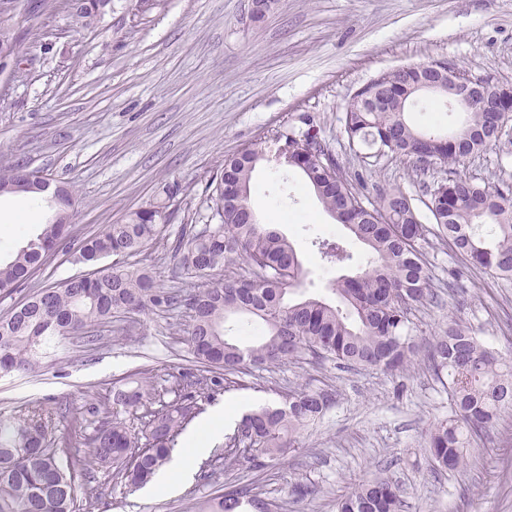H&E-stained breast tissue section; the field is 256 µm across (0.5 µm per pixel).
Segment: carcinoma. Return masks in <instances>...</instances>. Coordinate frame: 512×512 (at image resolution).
I'll use <instances>...</instances> for the list:
<instances>
[{
  "mask_svg": "<svg viewBox=\"0 0 512 512\" xmlns=\"http://www.w3.org/2000/svg\"><path fill=\"white\" fill-rule=\"evenodd\" d=\"M437 61L411 64L382 73L367 92L378 102L346 105L345 132L352 145L385 147L394 155L436 166H449L482 152L498 140L496 130L509 118L475 107L463 113L461 127L443 135L431 127L418 129L405 112L420 104L413 88L430 74L442 84ZM287 124L274 140L285 145L281 164L300 170L327 212L370 250L365 268L334 283L338 302L319 297L290 300L303 267L292 242L276 228L258 222L250 206L253 172L268 160L264 141L251 143L224 159L213 183L219 223L198 234L182 236L174 246L180 257L173 278L206 281L202 288L158 287L151 270L117 261L92 278L70 276L59 285L34 292L23 305L0 317V375L39 367L43 351L58 348L87 327L116 314L184 307L191 321L186 342L200 364L191 379L172 376L173 387L149 386L123 378L112 387V402L90 403L83 411L62 417L40 407H24L0 418V512H93L101 493L92 485L95 469L104 468L124 487L146 484L169 459L178 437L200 412L198 400L223 386L227 376L250 366L271 365L308 353L342 368L371 367L403 371L417 354L412 309L429 301V274L419 247L425 225L400 190L379 194L371 206L356 191L326 145L311 133ZM18 164L0 170V195L40 194L24 187ZM448 193L433 199V222L455 250L493 274L512 277V187L447 180ZM58 201L49 222L26 245L0 260V294L25 283L47 254L70 239L76 203L72 186H58ZM168 205L156 202L131 212L124 222L109 224L83 240L74 260L95 266L101 260L137 254L161 235ZM330 263L352 255L337 241L316 242ZM243 261L249 276L216 278L224 268ZM242 316L261 326L260 336L244 343L227 333L226 324ZM428 364L446 384L453 416L427 432L433 462L448 470L464 464L467 437L487 431L501 413L512 409V360L484 346L476 332L455 320L435 336ZM178 391L171 401L164 395ZM332 403L324 390H295L284 402L246 414L237 433L220 454L229 466H260L295 449V435L319 418ZM98 425L71 446L70 434L87 429L88 417ZM279 512V506L247 489L203 499L194 512ZM399 487L387 478L357 484L336 503L337 512H400Z\"/></svg>",
  "mask_w": 512,
  "mask_h": 512,
  "instance_id": "cac0c4a2",
  "label": "carcinoma"
}]
</instances>
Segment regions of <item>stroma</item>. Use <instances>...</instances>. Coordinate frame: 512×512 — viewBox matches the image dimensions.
I'll list each match as a JSON object with an SVG mask.
<instances>
[{
    "label": "stroma",
    "mask_w": 512,
    "mask_h": 512,
    "mask_svg": "<svg viewBox=\"0 0 512 512\" xmlns=\"http://www.w3.org/2000/svg\"><path fill=\"white\" fill-rule=\"evenodd\" d=\"M1 22L19 39L20 70L0 72V169L24 164L74 183L75 241L170 198L159 242L132 258L165 288L178 263L171 242L215 221L210 182L224 158L303 114L347 176L362 173L364 196L402 191L422 223L430 221L427 190L449 175L512 185V121L495 145L451 171L389 155L360 172L344 132L353 94L401 66L445 60L512 86V0H275L258 22L252 0H112L90 30L76 25L71 0H9ZM279 168L275 161L256 168L252 206L294 244L302 292L330 298L333 281L364 268L367 250L336 224L299 170L283 177ZM48 218L46 201L1 195L0 256ZM331 235L344 240L347 264L321 262L312 242ZM421 251L433 300L410 315L418 353L407 370L353 372L307 355L249 368L203 403L204 413L236 399L255 409L294 390L332 391V404L302 430L295 451L254 470L215 464L208 479L193 478L175 493L131 492L101 471V512H192L197 500L242 487L282 504V512H336L355 484L378 477L399 484L403 512H512V411L471 441L457 471L435 466L425 436L451 414L448 389L426 361L432 338L453 319L512 356V278L474 267L434 230ZM83 270L71 250L59 249L0 296V315ZM189 322L180 307L96 327L93 342L55 350L38 370L0 376V417L24 406L60 413L95 403L125 376L160 383L193 371ZM298 482L311 491L301 503L292 494Z\"/></svg>",
    "instance_id": "obj_1"
}]
</instances>
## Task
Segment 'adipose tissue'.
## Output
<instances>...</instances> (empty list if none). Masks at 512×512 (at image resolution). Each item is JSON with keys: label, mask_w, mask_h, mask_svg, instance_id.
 Returning <instances> with one entry per match:
<instances>
[{"label": "adipose tissue", "mask_w": 512, "mask_h": 512, "mask_svg": "<svg viewBox=\"0 0 512 512\" xmlns=\"http://www.w3.org/2000/svg\"><path fill=\"white\" fill-rule=\"evenodd\" d=\"M243 406L244 403L240 400L230 402L223 410L206 417L196 429L187 433L183 438V448L180 455L173 457L158 472L156 476L157 486L166 490L177 489L189 475L190 460L206 453L209 440L223 434L225 426L237 419Z\"/></svg>", "instance_id": "1"}]
</instances>
